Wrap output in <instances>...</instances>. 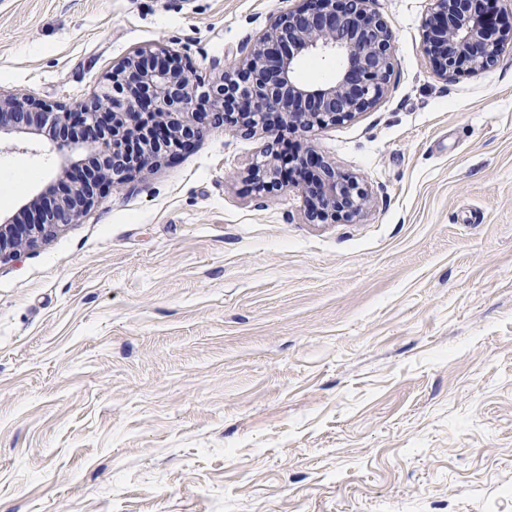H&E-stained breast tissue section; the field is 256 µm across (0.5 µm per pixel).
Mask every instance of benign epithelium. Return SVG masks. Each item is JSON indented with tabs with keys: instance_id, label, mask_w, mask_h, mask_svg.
<instances>
[{
	"instance_id": "1",
	"label": "benign epithelium",
	"mask_w": 512,
	"mask_h": 512,
	"mask_svg": "<svg viewBox=\"0 0 512 512\" xmlns=\"http://www.w3.org/2000/svg\"><path fill=\"white\" fill-rule=\"evenodd\" d=\"M496 2L434 0L424 21L423 53L441 78L488 70L504 42L512 41V24L498 18ZM395 44L372 0H303L274 17L235 67L207 84L191 79L180 59L157 47L124 57L89 104L55 109L22 93L0 92V143L46 128L55 133L51 140L61 158L70 159L81 145L100 162L92 174L80 169L70 176L51 199H31L30 223L1 220L0 261L75 222L112 180L190 149L218 120L279 139L285 130L305 132L368 111L385 94ZM306 57L340 60L332 82H300L296 72ZM288 164L283 170L272 153L250 168L248 180L257 192L293 184L311 222H350L370 206L367 189L315 151H298Z\"/></svg>"
}]
</instances>
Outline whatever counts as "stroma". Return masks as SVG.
<instances>
[{"label":"stroma","instance_id":"35a3bbf8","mask_svg":"<svg viewBox=\"0 0 512 512\" xmlns=\"http://www.w3.org/2000/svg\"><path fill=\"white\" fill-rule=\"evenodd\" d=\"M387 91L271 144L214 125L0 263V512H512V44L448 81L431 0H372ZM301 0H0V90L71 106L137 47L231 70ZM313 148L373 197L245 180ZM64 180L0 150V216Z\"/></svg>","mask_w":512,"mask_h":512}]
</instances>
